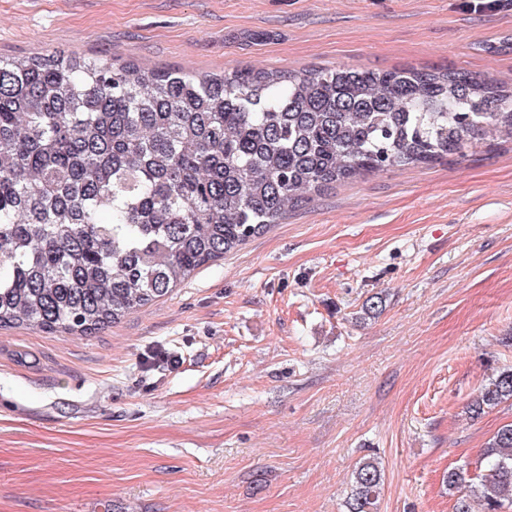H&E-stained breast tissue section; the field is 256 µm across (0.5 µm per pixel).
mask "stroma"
Masks as SVG:
<instances>
[{
	"instance_id": "stroma-1",
	"label": "stroma",
	"mask_w": 512,
	"mask_h": 512,
	"mask_svg": "<svg viewBox=\"0 0 512 512\" xmlns=\"http://www.w3.org/2000/svg\"><path fill=\"white\" fill-rule=\"evenodd\" d=\"M264 33L261 41L252 40ZM512 0H0V56L502 78ZM381 314L365 316L373 296ZM512 143L336 186L89 336L0 330V512H453L512 405ZM512 402V368H503L481 387L467 409L471 418H479L503 403ZM382 473L374 460L359 463L354 472V484L346 502V512H372L382 491Z\"/></svg>"
}]
</instances>
